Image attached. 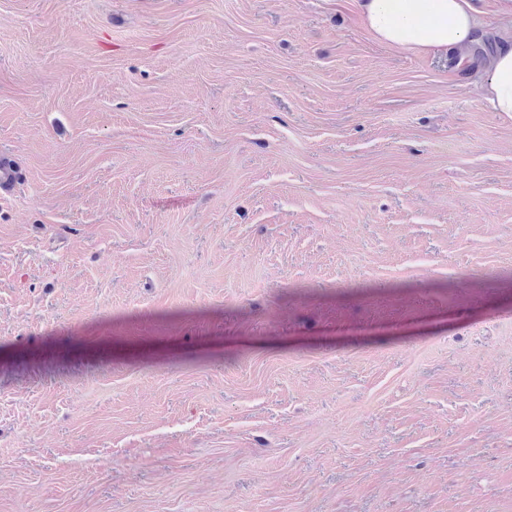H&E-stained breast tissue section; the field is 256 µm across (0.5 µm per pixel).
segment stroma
Instances as JSON below:
<instances>
[{"mask_svg":"<svg viewBox=\"0 0 512 512\" xmlns=\"http://www.w3.org/2000/svg\"><path fill=\"white\" fill-rule=\"evenodd\" d=\"M0 512H512V115L353 0H0Z\"/></svg>","mask_w":512,"mask_h":512,"instance_id":"1","label":"stroma"}]
</instances>
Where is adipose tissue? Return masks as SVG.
Returning <instances> with one entry per match:
<instances>
[{
    "label": "adipose tissue",
    "mask_w": 512,
    "mask_h": 512,
    "mask_svg": "<svg viewBox=\"0 0 512 512\" xmlns=\"http://www.w3.org/2000/svg\"><path fill=\"white\" fill-rule=\"evenodd\" d=\"M357 0L367 30L381 43L425 55H451L467 63L478 30L495 24L493 50L481 82V100L493 112L512 114V0Z\"/></svg>",
    "instance_id": "1"
}]
</instances>
